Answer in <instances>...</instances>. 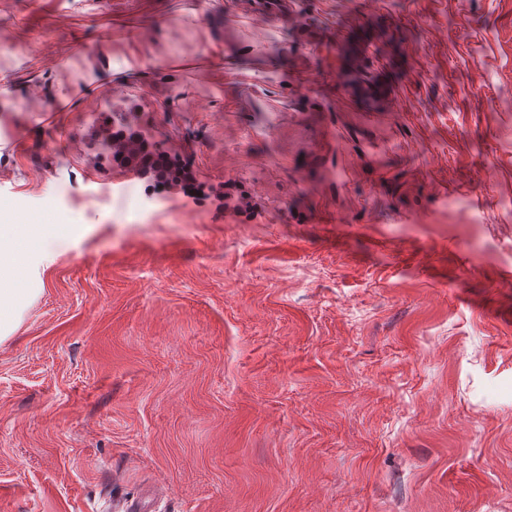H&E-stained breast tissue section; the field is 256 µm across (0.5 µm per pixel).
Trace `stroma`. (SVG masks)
Listing matches in <instances>:
<instances>
[{
    "instance_id": "stroma-1",
    "label": "stroma",
    "mask_w": 512,
    "mask_h": 512,
    "mask_svg": "<svg viewBox=\"0 0 512 512\" xmlns=\"http://www.w3.org/2000/svg\"><path fill=\"white\" fill-rule=\"evenodd\" d=\"M291 9L0 0V512H512V0ZM44 217L17 224L0 207V342L19 327L27 306L41 292L42 273L59 256L54 224Z\"/></svg>"
}]
</instances>
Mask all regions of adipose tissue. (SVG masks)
I'll use <instances>...</instances> for the list:
<instances>
[{
    "mask_svg": "<svg viewBox=\"0 0 512 512\" xmlns=\"http://www.w3.org/2000/svg\"><path fill=\"white\" fill-rule=\"evenodd\" d=\"M53 225L37 217L20 224L0 208V341L19 327L27 306L41 292L44 270L59 256Z\"/></svg>",
    "mask_w": 512,
    "mask_h": 512,
    "instance_id": "obj_1",
    "label": "adipose tissue"
}]
</instances>
